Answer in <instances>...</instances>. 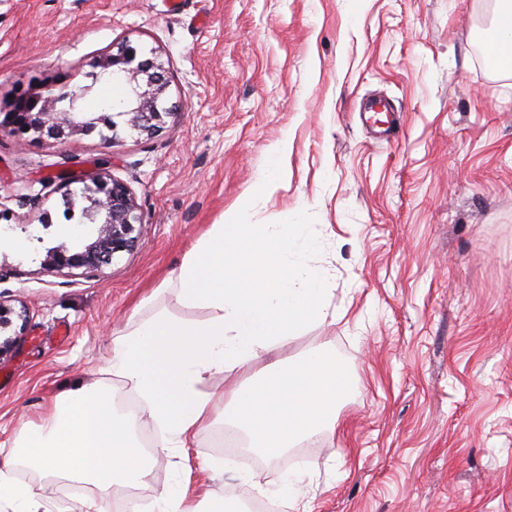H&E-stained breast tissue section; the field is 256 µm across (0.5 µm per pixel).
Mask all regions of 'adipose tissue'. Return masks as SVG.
I'll use <instances>...</instances> for the list:
<instances>
[{
	"instance_id": "obj_1",
	"label": "adipose tissue",
	"mask_w": 512,
	"mask_h": 512,
	"mask_svg": "<svg viewBox=\"0 0 512 512\" xmlns=\"http://www.w3.org/2000/svg\"><path fill=\"white\" fill-rule=\"evenodd\" d=\"M320 248L311 225L252 224L242 208L211 225L174 276L182 300L209 308L211 317L188 323L158 314L116 332L105 371L137 395L136 414L119 411L101 384L57 399L0 462V512L42 507L38 491L11 477L19 463L102 491L144 484L154 457L137 436L139 417L159 429V447L187 448L204 424L228 410L252 447L268 455L334 422L346 380L319 352L228 385L218 398L200 389L206 376L244 370L258 350L288 344L326 321L332 277L302 260Z\"/></svg>"
}]
</instances>
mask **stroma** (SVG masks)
I'll return each instance as SVG.
<instances>
[{
  "mask_svg": "<svg viewBox=\"0 0 512 512\" xmlns=\"http://www.w3.org/2000/svg\"><path fill=\"white\" fill-rule=\"evenodd\" d=\"M487 0H0V108L65 77L76 106L121 100L93 59L127 41L155 49L174 113L154 137L119 125L77 145L0 132V449L40 423L65 391L108 384L112 333L163 313L188 323L209 309L163 281L210 225L240 207L254 224L315 225L308 261L328 269L324 324L259 352L257 373L310 349L334 356L352 385L336 425L254 467L228 468L204 425L192 448H155L142 496L182 484L197 512L234 491L272 488L296 472L306 512H512V72L479 63ZM91 93H84V86ZM389 100L394 134L376 139L360 114ZM288 140L279 188L247 191ZM104 172L132 189L143 218L133 251L103 275L47 272V248L77 244L52 178ZM50 228H43V221ZM41 512H79L117 494L26 466Z\"/></svg>",
  "mask_w": 512,
  "mask_h": 512,
  "instance_id": "stroma-1",
  "label": "stroma"
}]
</instances>
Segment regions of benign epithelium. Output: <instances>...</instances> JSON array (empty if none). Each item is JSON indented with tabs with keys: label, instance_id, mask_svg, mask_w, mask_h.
Returning a JSON list of instances; mask_svg holds the SVG:
<instances>
[{
	"label": "benign epithelium",
	"instance_id": "7a95c632",
	"mask_svg": "<svg viewBox=\"0 0 512 512\" xmlns=\"http://www.w3.org/2000/svg\"><path fill=\"white\" fill-rule=\"evenodd\" d=\"M93 67L99 69L95 77L112 76L129 86L124 110L116 116L124 118L128 129L139 134L153 135L165 125L170 115L167 90L169 80L164 63L156 51L149 54L124 42L116 50L98 56ZM69 101L68 108L59 107ZM77 96L26 94L15 97L8 109L0 112V132L30 134L35 141L53 140L66 143L80 135L93 133L98 126L112 129L117 139L118 123L105 112L94 115L76 108ZM81 196L68 186L71 179H59L65 188L62 195L68 208H80L84 223L97 226L96 235L79 247L60 244L47 251L44 260L48 271L80 270L84 274L99 275L111 266L114 259L132 251L139 239L142 218L130 186L108 174L86 175Z\"/></svg>",
	"mask_w": 512,
	"mask_h": 512
}]
</instances>
